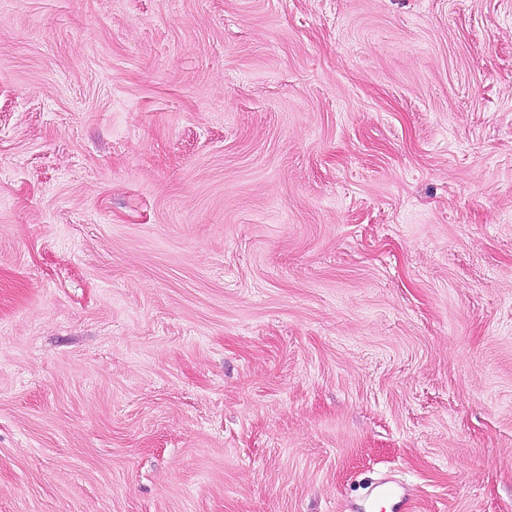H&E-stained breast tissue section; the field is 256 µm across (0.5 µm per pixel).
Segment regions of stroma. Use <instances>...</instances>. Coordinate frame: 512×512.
<instances>
[{
	"instance_id": "obj_1",
	"label": "stroma",
	"mask_w": 512,
	"mask_h": 512,
	"mask_svg": "<svg viewBox=\"0 0 512 512\" xmlns=\"http://www.w3.org/2000/svg\"><path fill=\"white\" fill-rule=\"evenodd\" d=\"M512 512V0H0V512Z\"/></svg>"
}]
</instances>
